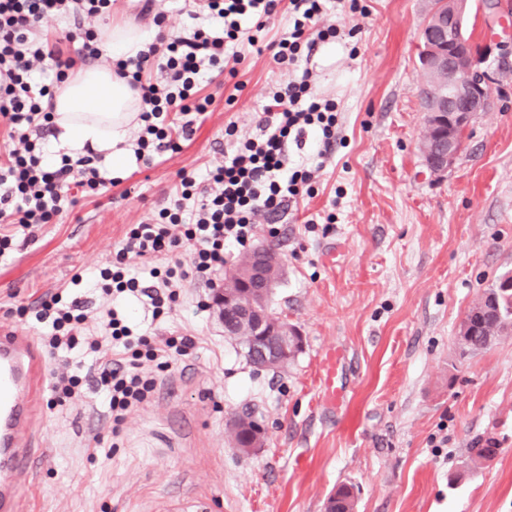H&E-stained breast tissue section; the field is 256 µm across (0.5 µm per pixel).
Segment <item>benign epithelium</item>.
Segmentation results:
<instances>
[{"label":"benign epithelium","mask_w":512,"mask_h":512,"mask_svg":"<svg viewBox=\"0 0 512 512\" xmlns=\"http://www.w3.org/2000/svg\"><path fill=\"white\" fill-rule=\"evenodd\" d=\"M469 9L470 0H429L422 28L419 63L425 71L438 77L440 86L424 109L426 133L421 154L426 170L438 178L448 174L460 158L464 147L460 133L468 129L478 113L490 109L493 99L489 91L506 72L500 66L460 67L459 44L449 39V34ZM271 264H281L277 254L269 248L257 247L248 265L214 295L215 311L224 324L225 335L235 336L247 329L246 335L251 337V349L260 366L288 356L289 351L303 344L298 331L277 320L268 309H259L251 294L254 282L269 289L275 285L267 276ZM262 442L263 428L255 420L244 428L243 442L236 447L252 454Z\"/></svg>","instance_id":"7a95c632"}]
</instances>
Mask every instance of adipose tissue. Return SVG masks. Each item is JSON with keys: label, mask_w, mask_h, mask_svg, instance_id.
Masks as SVG:
<instances>
[{"label": "adipose tissue", "mask_w": 512, "mask_h": 512, "mask_svg": "<svg viewBox=\"0 0 512 512\" xmlns=\"http://www.w3.org/2000/svg\"><path fill=\"white\" fill-rule=\"evenodd\" d=\"M55 122L60 145L78 153L91 146L109 151L114 167L131 156L127 139L140 102L127 82L112 68H80L69 72L54 95Z\"/></svg>", "instance_id": "obj_1"}]
</instances>
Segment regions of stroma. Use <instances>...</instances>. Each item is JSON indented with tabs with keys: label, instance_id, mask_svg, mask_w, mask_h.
Returning a JSON list of instances; mask_svg holds the SVG:
<instances>
[{
	"label": "stroma",
	"instance_id": "35a3bbf8",
	"mask_svg": "<svg viewBox=\"0 0 512 512\" xmlns=\"http://www.w3.org/2000/svg\"><path fill=\"white\" fill-rule=\"evenodd\" d=\"M499 2L493 11L473 0V44L512 35V0ZM359 4L356 13L328 11L325 23L359 32L314 58L313 91L335 100L344 141L313 196L275 226L258 224L253 240L285 264L270 308L300 331L301 352L286 371H255L212 310L199 308L205 290L194 282L159 318L146 299H128L139 333L175 330L195 337L196 352L158 373L117 435L91 358L47 360L36 404L47 453L21 490L25 512H169L192 501L207 512H323L342 483L354 486L357 512H512V336L467 356L455 345L474 302L512 271V76L473 120L455 168L432 177L418 150L427 2ZM154 9L175 36L206 25L197 0H155ZM283 26L272 20L259 48L244 47L236 78L217 73L202 84L212 105L179 151L121 170L97 152L110 180L100 194L34 230L14 227L18 248L0 264V331L43 335L45 325L17 309L58 291L86 306L78 337L98 334L108 299L89 276L111 265L130 225L165 205L181 169L202 174L223 160L228 124L254 132L267 96L289 78L268 48ZM332 346L346 355L345 398L334 410L318 382L319 357ZM64 369L80 378L82 396L56 405L52 386ZM248 407L266 428L249 457L228 426ZM489 436L493 457L472 466V448Z\"/></svg>",
	"mask_w": 512,
	"mask_h": 512
}]
</instances>
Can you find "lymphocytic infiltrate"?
Here are the masks:
<instances>
[{
  "label": "lymphocytic infiltrate",
  "mask_w": 512,
  "mask_h": 512,
  "mask_svg": "<svg viewBox=\"0 0 512 512\" xmlns=\"http://www.w3.org/2000/svg\"><path fill=\"white\" fill-rule=\"evenodd\" d=\"M328 0H204L203 10L221 27V35L203 29L184 36L157 34L136 56L116 62L115 72L126 79L142 106L135 142L136 159L152 160L176 150L191 139L194 124L211 101L198 88L213 70H225L240 61L242 45L256 46L255 32L283 16L287 26L276 43L274 58L293 76L271 93L264 104L254 135L240 138L235 125L226 135L235 142L222 164L205 176L180 170L179 187L156 218L131 225L111 267L100 273L101 289L112 298L101 315L100 332L87 343V354L98 363L96 389L112 412L113 426L137 410L156 385L155 372L193 356V337L171 333L144 336L134 332L122 311L123 303L144 296L154 316L176 303L185 281L194 280L208 291L220 286L219 273L232 249L250 246L258 217L278 216L309 191L316 174L324 170L336 140L338 115L334 100L312 90L311 56L320 43L335 41V25H323ZM112 0H0V118L6 122L13 148L9 162L0 167V262L14 251L8 225L30 228L50 223L76 203L77 194H95L105 187L93 155L55 162L31 138L52 126L51 85L43 75L63 82L75 65L58 44L36 38L35 29L49 16L72 18L75 25L108 15ZM166 74L165 83L152 82V66ZM184 115L172 126L171 113ZM309 149L313 161L293 160L291 149ZM193 247L182 261V243ZM153 260L148 270L154 283L142 286L130 276V261ZM39 320H51L52 334L42 337L54 359L68 361L76 346L74 326L86 321L80 300L61 293L44 295Z\"/></svg>",
  "instance_id": "f902f5d3"
}]
</instances>
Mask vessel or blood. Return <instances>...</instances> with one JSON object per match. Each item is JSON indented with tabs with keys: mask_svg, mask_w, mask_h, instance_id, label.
<instances>
[{
	"mask_svg": "<svg viewBox=\"0 0 512 512\" xmlns=\"http://www.w3.org/2000/svg\"><path fill=\"white\" fill-rule=\"evenodd\" d=\"M344 354L326 350L320 360L322 402L342 405ZM44 359L33 336L22 330L0 332V512H23L18 493L20 481L31 479L43 449L19 453L20 443L33 444L35 401L42 389Z\"/></svg>",
	"mask_w": 512,
	"mask_h": 512,
	"instance_id": "b4317fda",
	"label": "vessel or blood"
}]
</instances>
